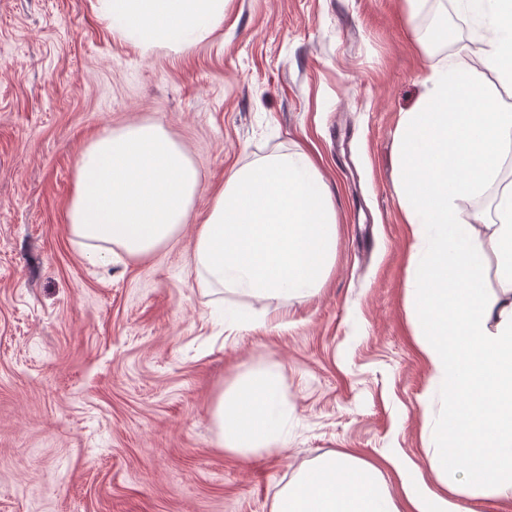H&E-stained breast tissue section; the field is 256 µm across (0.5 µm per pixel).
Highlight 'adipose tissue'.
Masks as SVG:
<instances>
[{"instance_id": "adipose-tissue-1", "label": "adipose tissue", "mask_w": 512, "mask_h": 512, "mask_svg": "<svg viewBox=\"0 0 512 512\" xmlns=\"http://www.w3.org/2000/svg\"><path fill=\"white\" fill-rule=\"evenodd\" d=\"M487 33L468 60L440 59L397 128L396 193L410 228L407 310L430 365L426 398L446 408L425 468L437 492L402 473V501L379 468L329 452L276 497L271 512H476L475 488L512 500V0H456ZM113 34L142 51L179 52L224 21V0H100ZM195 167L155 124L87 146L75 173L71 235L90 254L145 258L182 229ZM491 195L493 211L466 209ZM338 214L312 156L276 152L231 168L195 237L199 288L270 301L308 298L336 260ZM276 366L239 374L212 416L221 447L248 457L285 447Z\"/></svg>"}]
</instances>
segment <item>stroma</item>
I'll list each match as a JSON object with an SVG mask.
<instances>
[{"label": "stroma", "mask_w": 512, "mask_h": 512, "mask_svg": "<svg viewBox=\"0 0 512 512\" xmlns=\"http://www.w3.org/2000/svg\"><path fill=\"white\" fill-rule=\"evenodd\" d=\"M453 0H226L183 53L113 36L96 0H0V512H270L319 456L376 463L393 494L443 404L406 307L410 234L392 158L422 92L418 36ZM136 122L187 151L200 187L153 255L92 260L67 227L83 149ZM301 147L340 215L320 292L282 303L198 288L196 230L230 168ZM250 312L246 329L215 317ZM277 365L281 452L239 458L211 414L236 375Z\"/></svg>", "instance_id": "stroma-1"}]
</instances>
